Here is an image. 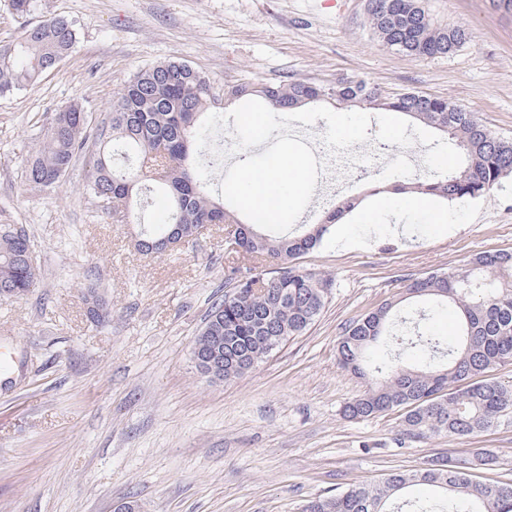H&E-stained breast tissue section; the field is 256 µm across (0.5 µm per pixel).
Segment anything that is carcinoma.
I'll list each match as a JSON object with an SVG mask.
<instances>
[{"instance_id": "carcinoma-1", "label": "carcinoma", "mask_w": 512, "mask_h": 512, "mask_svg": "<svg viewBox=\"0 0 512 512\" xmlns=\"http://www.w3.org/2000/svg\"><path fill=\"white\" fill-rule=\"evenodd\" d=\"M365 23L385 48L422 59L444 58L468 39L460 27L442 25L423 0H373ZM78 24L51 17L23 27L16 41L0 47V96L38 83L64 59L77 42ZM246 96L261 98L273 112H292L326 102L339 110L398 112L440 131L462 162L443 174L415 173L394 190L419 192L447 201L479 198L512 175V141L496 136L469 107L420 91L386 96L363 78L336 83L289 80L274 83H226L218 94L215 81L191 65L164 61L143 67L118 90L108 125L91 130L83 107L73 103L57 112L41 145L25 165L26 183L34 189L60 182L88 141L99 144L98 158L85 193L98 203L112 202L114 216L129 217L137 187L152 181L165 203L164 223L142 234L140 249L161 254L156 243L175 227L181 238L196 239L212 224L224 225V242L253 260L272 257L282 267L241 274L232 270V289L215 299L192 352L224 343V380L236 379L303 334L322 314L332 280L292 261L321 243L330 227L359 206L346 200L324 212L322 220L302 233L265 231L235 209L214 200L194 168L196 156L207 167L222 166L206 150L197 151L195 133L206 113L221 103ZM119 151L131 160L124 169L112 166ZM27 232L18 237L10 224H0V291L22 298L39 287L24 259ZM427 303L416 315L396 318L408 299ZM451 307L456 331L448 339L433 333L434 311ZM395 337L397 352L372 365L368 352L382 337ZM340 368L365 380L363 395L342 410L349 420H365L394 408L404 409L400 435L421 440L432 436L469 438L493 428L512 413V384L485 374L512 364V251L477 254L465 267L432 272L413 279L397 297L350 322L340 332ZM429 362L405 363L414 352ZM497 456L482 448L462 458H436L412 471H394L374 481L307 501L301 512H512V481L478 480L495 470ZM425 484L436 491L426 501L407 495Z\"/></svg>"}]
</instances>
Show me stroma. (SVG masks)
<instances>
[{
    "mask_svg": "<svg viewBox=\"0 0 512 512\" xmlns=\"http://www.w3.org/2000/svg\"><path fill=\"white\" fill-rule=\"evenodd\" d=\"M441 23L470 41L439 59L383 48L364 23L365 0H38L35 20H77L72 52L39 83L0 96V224L25 225L39 274L35 292L0 298V512H300L314 497L435 457L493 450L492 476L512 478V413L467 439L400 443L399 411L349 421L341 409L363 380L339 367L346 324L421 275L475 254L512 251V176L485 196L448 202L435 225L393 193L396 173L434 172L445 150L434 132H412L393 112H372L357 170L321 141L325 120L295 136L325 167L301 223L319 222L343 197L360 205L296 261L333 282L326 308L304 334L243 376L212 382L192 346L229 267L223 226L160 255L138 251L161 206L140 190L133 218L117 221L85 195L97 158L87 144L62 181L35 190L25 163L55 113L81 102L91 126L106 124L112 97L137 69L184 61L217 84L361 76L389 94L417 90L478 112L512 139V14L490 0H425ZM105 309L90 323L83 296Z\"/></svg>",
    "mask_w": 512,
    "mask_h": 512,
    "instance_id": "obj_1",
    "label": "stroma"
}]
</instances>
